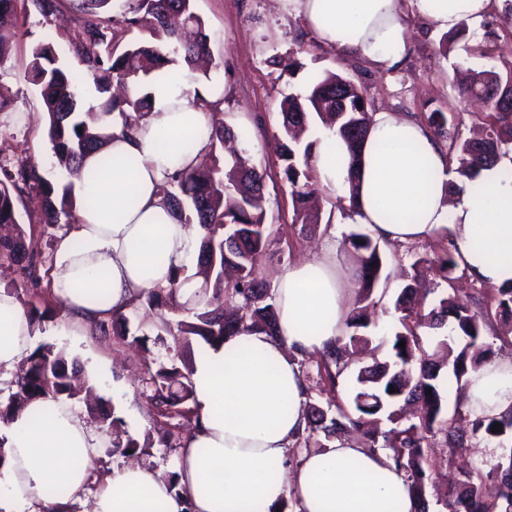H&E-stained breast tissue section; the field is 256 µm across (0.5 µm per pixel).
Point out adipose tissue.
Here are the masks:
<instances>
[{
    "mask_svg": "<svg viewBox=\"0 0 512 512\" xmlns=\"http://www.w3.org/2000/svg\"><path fill=\"white\" fill-rule=\"evenodd\" d=\"M319 41L373 69H397L408 41L405 7L438 28L481 21L488 0H278ZM141 93L151 108L131 134L116 135L83 163L74 182L77 220L57 242L54 294L68 318L87 323L108 309L166 286L171 267L196 265L200 235L181 223L158 189L194 165L208 145L210 113L224 102L212 87L193 95L179 66L164 68ZM117 165L99 175L102 155ZM350 156L330 132L314 137L311 164L321 187L353 194L350 212L385 244L451 235L473 277L512 284V158L483 170L476 189L456 191V174L435 135L415 118L378 111L360 158L357 192L345 182ZM280 340L242 335L195 358L200 426L177 464L181 492L148 467L131 463L99 479L87 512H267L293 496L298 512H410L402 476L384 455L339 440L291 467L287 452L304 425L305 386L293 353L323 352L347 314L336 275V246L289 263L277 275ZM36 330L15 294L0 290V382L31 353ZM476 414L512 411V360L472 375ZM70 401L31 405L7 426L0 445V512H68L81 499L91 466L109 440ZM57 494H50V487Z\"/></svg>",
    "mask_w": 512,
    "mask_h": 512,
    "instance_id": "adipose-tissue-1",
    "label": "adipose tissue"
}]
</instances>
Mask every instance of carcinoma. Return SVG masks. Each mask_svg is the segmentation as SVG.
Instances as JSON below:
<instances>
[{
	"mask_svg": "<svg viewBox=\"0 0 512 512\" xmlns=\"http://www.w3.org/2000/svg\"><path fill=\"white\" fill-rule=\"evenodd\" d=\"M112 0H79V9L96 17L73 40L72 48L83 71L75 74L58 64L50 45L33 47L25 71L39 88L48 115V139L55 165L67 171L79 170L84 157L112 136L110 126L91 129L82 115L79 85L89 77L101 95L100 109L108 117L121 119V131L138 127L149 108L147 98H135L132 91L149 75L161 71L179 57L191 66L208 55L209 37L203 20L193 11V0H136L129 6L124 22L149 32L151 40L113 53L114 23ZM512 93V67L506 72H473L459 87L462 99L488 100L484 135L462 138L448 128L447 113L435 109L423 113V123L442 141L448 161L464 191L475 189L480 170L496 162L501 145L512 143V106L504 108L494 93ZM281 174L289 185L295 222L308 226L321 223L311 211L315 194V173L310 164L311 143L297 136L320 120L355 154L364 142L372 122L368 100L361 87L345 75L327 72L314 78L303 95H289L280 105ZM246 136L227 126H211L208 151L191 169L179 170L160 187L162 198L184 215L188 224L200 231V251L196 270L173 268L168 285L147 291L126 311L109 312L90 323L93 334L112 331L122 341L129 338L130 316L139 307L165 308L172 313L186 311L190 317L179 322L176 346L189 345L198 337L208 345H222L243 332H260L277 337L275 294L260 275V267L277 241L279 230L265 223L264 187L267 172L257 167L244 152L236 153L219 167L217 148L227 139ZM41 197L40 224L47 244L53 245L54 231L75 217L72 185L54 183L38 174L32 165L15 172L0 167V224H12L15 234L0 237V259L20 265L30 284L38 288V265L44 254L35 255L26 247V230L19 223L16 203L24 194ZM357 254V307L345 320L348 334L338 336L326 348L318 364L322 379L335 388L336 380L350 368L351 357L372 343L368 335V314L372 295L380 281L384 258L380 243L367 232H352L344 240ZM413 283L406 285L394 302L399 313L393 334L392 360L355 370L356 389L351 409L332 403L322 407L307 403L304 420L314 447L326 448L342 438L363 432L362 447L371 454L389 449V459L400 472L411 495V512H430L426 494L431 484V464L426 449L439 437L451 447L463 445L458 434L461 413L448 414L443 379L448 369L457 387L466 389L470 375L490 363L491 347L483 341L484 327L491 318L512 322V288L499 289L494 312L473 310L449 292L453 288L458 263L448 252L434 258L419 255L411 264ZM203 281L194 293L193 307L179 301L181 288L195 278ZM405 342V347L398 346ZM193 371L161 367L148 371L155 413L178 419L161 439L172 447V439L182 440L199 421L195 403ZM78 370L69 367L68 352L53 344L37 347L20 367L13 382L15 391L0 403L3 423L33 402H72L92 398L96 383L86 377L80 388ZM432 393H427V390ZM92 419L106 428L112 448L123 453L137 452L142 445L134 439L122 440L121 420L104 407L90 411ZM473 435L497 441V456L489 468L463 472L452 490L437 496L448 512H512V414L476 416L467 414ZM501 424L502 431L492 432Z\"/></svg>",
	"mask_w": 512,
	"mask_h": 512,
	"instance_id": "1",
	"label": "carcinoma"
}]
</instances>
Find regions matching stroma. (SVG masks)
<instances>
[{
	"label": "stroma",
	"instance_id": "obj_1",
	"mask_svg": "<svg viewBox=\"0 0 512 512\" xmlns=\"http://www.w3.org/2000/svg\"><path fill=\"white\" fill-rule=\"evenodd\" d=\"M194 9L202 18L209 36L210 50L219 69L203 75L189 73L192 84L212 83L225 88L224 111L248 113L251 124L242 146L252 160L266 167V216L269 224L279 225L281 234L266 258L262 275L275 282L279 271L288 263L312 252L324 240V233H310L296 224L289 187L279 174L280 161L275 152L274 135L278 130L280 102L288 95L305 93L314 76L324 71H340L360 84L372 111L414 114L438 108L452 117L462 135H469L483 124L484 110H461L457 93L448 79L453 64L476 70L504 71L512 65V32L501 20L512 9V0H490L480 23H468L467 33L452 44L449 54H441L439 43L443 30L411 14L407 22L411 31L404 59L395 70L376 71L358 59L342 58L336 49L319 42L301 18L278 11L275 0H194ZM16 22L11 30V55L0 63V91L8 98L5 112L0 113V166L14 170L22 165H36L46 178L62 182L66 175L54 168L47 138V115L38 88L25 76L23 64L32 48L41 42L52 43L58 62L67 68L77 63L71 42L89 17L77 7L76 0H56L50 15H42L32 0H17ZM324 209L333 213L331 233L338 242L336 273L349 286L348 303H355L353 288L358 260L352 249L343 244L354 232L349 217L336 211V200L323 196ZM444 239L385 246L384 276L375 290L380 300L371 308V334L374 353L365 355V363L385 361L391 356L395 319L393 303L405 284L402 272L416 255L439 253L447 249ZM36 344L50 343L65 347L70 357L98 383L99 394L123 421L122 429L138 441L156 436L166 419L155 416L144 381V360L152 358L165 366H181L193 359L202 346L193 340L191 347L175 352L172 336L152 345L150 352L133 349L113 336L90 334L88 327L58 314L39 327ZM319 355L298 357L305 376L307 399L347 404L351 396V378L341 375L334 390L319 385ZM125 378L127 391L112 387L113 378ZM497 444L478 437H466L461 448L438 445L434 453L440 481L454 478L458 469L483 467L492 463Z\"/></svg>",
	"mask_w": 512,
	"mask_h": 512
}]
</instances>
